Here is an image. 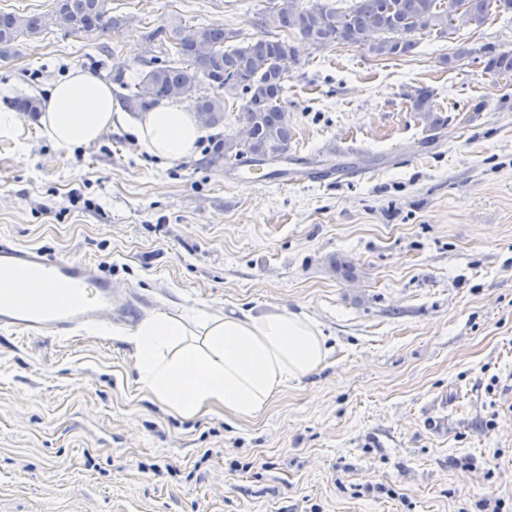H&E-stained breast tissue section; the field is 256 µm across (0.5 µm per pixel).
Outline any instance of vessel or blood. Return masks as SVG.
Listing matches in <instances>:
<instances>
[{"mask_svg":"<svg viewBox=\"0 0 512 512\" xmlns=\"http://www.w3.org/2000/svg\"><path fill=\"white\" fill-rule=\"evenodd\" d=\"M0 279L16 282L0 297V329L63 337L109 321L130 323L135 307L114 304L113 285L96 264L61 260L35 247L0 241Z\"/></svg>","mask_w":512,"mask_h":512,"instance_id":"b4317fda","label":"vessel or blood"}]
</instances>
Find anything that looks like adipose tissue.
Here are the masks:
<instances>
[{
    "mask_svg": "<svg viewBox=\"0 0 512 512\" xmlns=\"http://www.w3.org/2000/svg\"><path fill=\"white\" fill-rule=\"evenodd\" d=\"M39 122L43 136L65 152L120 129L170 164L191 157L202 134L193 107L182 101H161L128 120L111 84L79 68L54 84ZM128 341L137 386L186 420L214 406L230 416L258 417L289 382L313 373L329 355L315 324L287 311L210 314L191 324L154 315Z\"/></svg>",
    "mask_w": 512,
    "mask_h": 512,
    "instance_id": "ef3b65f1",
    "label": "adipose tissue"
}]
</instances>
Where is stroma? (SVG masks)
<instances>
[{"label": "stroma", "mask_w": 512, "mask_h": 512, "mask_svg": "<svg viewBox=\"0 0 512 512\" xmlns=\"http://www.w3.org/2000/svg\"><path fill=\"white\" fill-rule=\"evenodd\" d=\"M119 31L24 36L0 106L75 67L134 78L180 17L266 35V0H108ZM289 161L210 165L106 133L66 153L27 113L0 142V239L97 264L141 317L289 311L330 348L262 416L184 422L143 398L124 334L0 331V512H512V77L461 45L512 49V13L375 58L293 35ZM433 91L430 129L408 93ZM341 257L352 278L336 273Z\"/></svg>", "instance_id": "1"}]
</instances>
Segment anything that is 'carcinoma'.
<instances>
[{"label":"carcinoma","instance_id":"obj_1","mask_svg":"<svg viewBox=\"0 0 512 512\" xmlns=\"http://www.w3.org/2000/svg\"><path fill=\"white\" fill-rule=\"evenodd\" d=\"M460 7L469 23L482 25L490 11L511 13L512 0H351L346 8L304 0H272L262 22L296 30L314 46L341 44L357 47L374 57L397 58L413 53L417 34L448 32V14ZM53 25L66 33L103 34L118 29L120 20L109 15L107 0H54L50 15L24 16L0 12V58L24 35L38 34ZM157 42L145 50L143 69L127 80L119 73L115 97L128 112L151 110L161 99L176 100L201 90L203 82L218 81V92L197 96L196 112L208 115L207 127L224 121L225 97L242 101L237 117L242 130L224 136L211 152L219 160L263 165L288 156L294 131L282 104L288 91V61L297 54L287 38L277 34L247 39L220 23L185 32L180 21L157 27L149 34ZM484 70L492 77L512 76V49L487 51ZM412 111L424 113L431 128L441 118L433 115L431 93L425 88L408 95Z\"/></svg>","mask_w":512,"mask_h":512}]
</instances>
